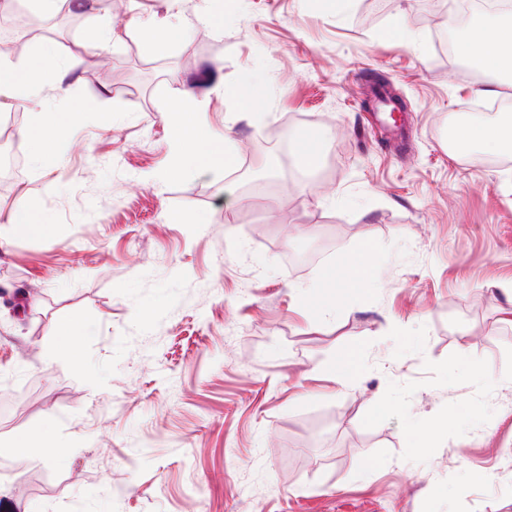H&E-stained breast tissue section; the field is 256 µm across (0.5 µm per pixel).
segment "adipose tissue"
Segmentation results:
<instances>
[{
    "instance_id": "ef3b65f1",
    "label": "adipose tissue",
    "mask_w": 512,
    "mask_h": 512,
    "mask_svg": "<svg viewBox=\"0 0 512 512\" xmlns=\"http://www.w3.org/2000/svg\"><path fill=\"white\" fill-rule=\"evenodd\" d=\"M462 47L467 56L486 69L511 71L512 11L477 17L466 33ZM65 79V73L52 63L38 72L0 63V106L28 104L39 100L46 92L67 95ZM200 107V101L189 92L175 98L170 106L174 116L171 135L179 155L199 152L206 141L202 127L186 119L187 113ZM457 140L465 148L479 147L498 152L512 146V128L503 126L497 117L486 114L476 122L461 126L457 131Z\"/></svg>"
}]
</instances>
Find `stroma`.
<instances>
[{
  "instance_id": "obj_1",
  "label": "stroma",
  "mask_w": 512,
  "mask_h": 512,
  "mask_svg": "<svg viewBox=\"0 0 512 512\" xmlns=\"http://www.w3.org/2000/svg\"><path fill=\"white\" fill-rule=\"evenodd\" d=\"M452 3L112 0L0 32L89 107L41 99L59 151L18 108L0 211L41 229L0 247V392L25 398L0 406V512H512V157L450 138L512 81L477 95L436 50ZM157 24L177 40L149 45ZM371 74L406 143L379 142ZM186 89L230 163L176 160ZM284 130L289 162L319 142L298 183L265 178ZM313 240L336 247L289 270Z\"/></svg>"
}]
</instances>
